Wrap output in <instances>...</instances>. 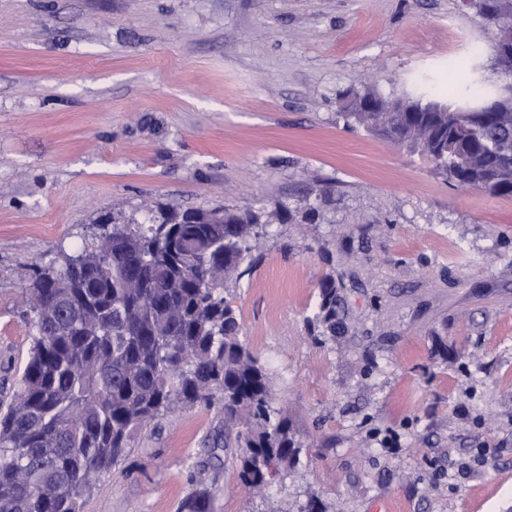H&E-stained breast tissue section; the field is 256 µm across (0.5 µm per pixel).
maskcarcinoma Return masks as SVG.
<instances>
[{
  "label": "carcinoma",
  "instance_id": "1",
  "mask_svg": "<svg viewBox=\"0 0 512 512\" xmlns=\"http://www.w3.org/2000/svg\"><path fill=\"white\" fill-rule=\"evenodd\" d=\"M492 54L512 40V0L485 12ZM489 91L487 111L469 112L480 85L470 63L449 85L451 102L386 97L373 88L341 97L349 126L382 136L428 161L448 181L491 196L512 197V109L492 107L512 96V72ZM389 112H365L367 102ZM268 212L157 205L148 226L115 213L92 246L61 248L35 265L22 289L23 316L34 331L20 387L0 401V512H81L83 497L125 455L138 433L179 409L217 407L223 450L236 454L249 488L293 467L299 446L287 414L271 405L268 374L242 340L224 290L252 264L253 241L282 219ZM170 217L173 224L156 220ZM322 319L336 331V293L323 295ZM182 512H212L203 468L188 475Z\"/></svg>",
  "mask_w": 512,
  "mask_h": 512
}]
</instances>
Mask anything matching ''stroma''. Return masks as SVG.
I'll use <instances>...</instances> for the list:
<instances>
[{
    "mask_svg": "<svg viewBox=\"0 0 512 512\" xmlns=\"http://www.w3.org/2000/svg\"><path fill=\"white\" fill-rule=\"evenodd\" d=\"M460 59L502 85L460 0H0V390L30 351L24 280L100 214L289 209L224 296L297 466L246 492L216 408L179 410L83 512H179L202 463L214 512H512V198L338 115Z\"/></svg>",
    "mask_w": 512,
    "mask_h": 512,
    "instance_id": "1",
    "label": "stroma"
}]
</instances>
